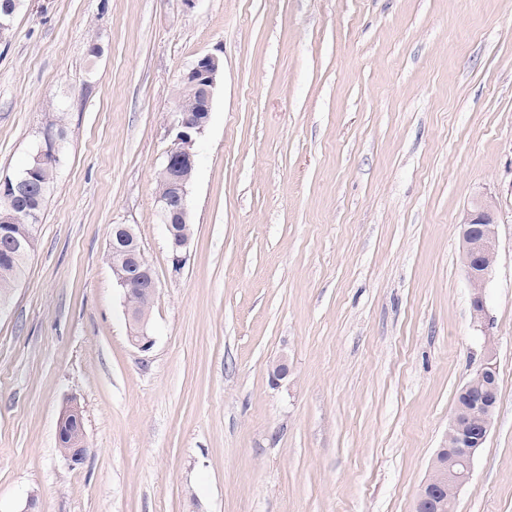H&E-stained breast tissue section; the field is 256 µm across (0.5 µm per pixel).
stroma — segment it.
I'll return each instance as SVG.
<instances>
[{"label":"stroma","instance_id":"obj_1","mask_svg":"<svg viewBox=\"0 0 512 512\" xmlns=\"http://www.w3.org/2000/svg\"><path fill=\"white\" fill-rule=\"evenodd\" d=\"M208 52L223 71L177 268L156 181ZM54 132L0 304V512H413L484 353L458 232L481 197L499 404L454 512H512V0H23L0 179ZM116 224L157 281L147 353L106 259ZM82 412L77 402L70 401L63 406L57 422L58 442L63 447L59 450L73 465L81 463L87 453Z\"/></svg>","mask_w":512,"mask_h":512}]
</instances>
